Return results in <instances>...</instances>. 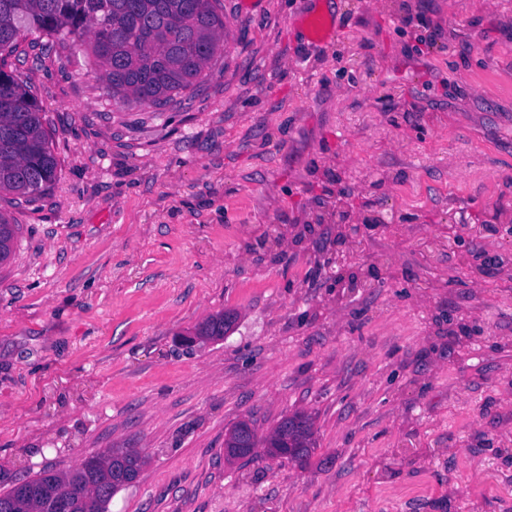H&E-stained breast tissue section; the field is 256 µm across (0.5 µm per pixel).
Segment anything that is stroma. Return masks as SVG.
Masks as SVG:
<instances>
[{
	"instance_id": "stroma-1",
	"label": "stroma",
	"mask_w": 512,
	"mask_h": 512,
	"mask_svg": "<svg viewBox=\"0 0 512 512\" xmlns=\"http://www.w3.org/2000/svg\"><path fill=\"white\" fill-rule=\"evenodd\" d=\"M221 11L161 109L109 95L88 42L5 57L58 169L0 193V491L134 448L108 512H512V0ZM338 209L367 287L336 282ZM297 410L304 461L226 460L237 422ZM231 316L228 313H222L211 316L204 322L198 325L196 329V336L207 339H220L224 337V333L229 329L232 322Z\"/></svg>"
}]
</instances>
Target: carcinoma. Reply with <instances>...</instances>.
<instances>
[{
    "label": "carcinoma",
    "mask_w": 512,
    "mask_h": 512,
    "mask_svg": "<svg viewBox=\"0 0 512 512\" xmlns=\"http://www.w3.org/2000/svg\"><path fill=\"white\" fill-rule=\"evenodd\" d=\"M217 0H0V52L12 49L21 29L80 40L90 33L92 53L112 96L161 108L192 89L224 45ZM52 150L34 94L0 65V192L30 199L56 178ZM17 225L0 216V265L9 261ZM231 316H211L196 335L224 337ZM263 445L269 456L304 459L316 447L314 420L305 412L284 417L264 436L241 421L227 434L228 448ZM147 460L116 449L93 454L67 472L43 471L24 489L0 493V512H107L118 486L137 479Z\"/></svg>",
    "instance_id": "1"
}]
</instances>
